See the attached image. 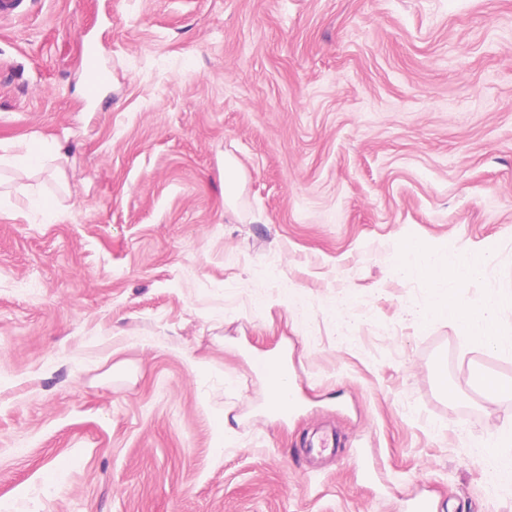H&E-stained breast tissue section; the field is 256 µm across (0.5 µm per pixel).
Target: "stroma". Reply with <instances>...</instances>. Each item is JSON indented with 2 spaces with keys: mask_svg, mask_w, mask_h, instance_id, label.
Returning <instances> with one entry per match:
<instances>
[{
  "mask_svg": "<svg viewBox=\"0 0 512 512\" xmlns=\"http://www.w3.org/2000/svg\"><path fill=\"white\" fill-rule=\"evenodd\" d=\"M30 139L44 171L0 168V512H512L474 452L512 348L412 318L429 284L394 271L410 238L489 250L465 302L512 292V0H25L0 147ZM264 358L268 357L262 354L255 355L252 362L253 367L257 371V368H261L262 366V373L268 384L272 387L279 386L280 381H282L286 375V369L284 364L280 361L265 363L267 360H265ZM484 391V401L489 406H494L498 401L506 396H512V381H503L494 377H489L482 388Z\"/></svg>",
  "mask_w": 512,
  "mask_h": 512,
  "instance_id": "stroma-1",
  "label": "stroma"
}]
</instances>
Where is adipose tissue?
I'll list each match as a JSON object with an SVG mask.
<instances>
[{
  "instance_id": "1",
  "label": "adipose tissue",
  "mask_w": 512,
  "mask_h": 512,
  "mask_svg": "<svg viewBox=\"0 0 512 512\" xmlns=\"http://www.w3.org/2000/svg\"><path fill=\"white\" fill-rule=\"evenodd\" d=\"M489 260L490 255L485 251L462 257L419 240L406 242L402 247L401 271L421 275L431 287L429 304L418 311V318L449 319L463 336L477 337L489 346H496L500 341L497 311L511 303L512 296L504 294L473 309L465 305L459 290L460 283L475 277Z\"/></svg>"
}]
</instances>
